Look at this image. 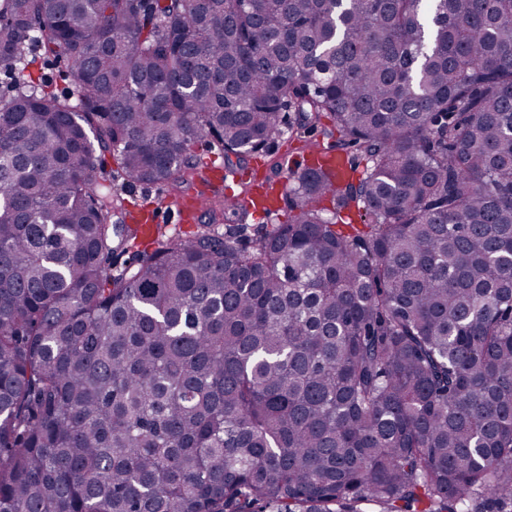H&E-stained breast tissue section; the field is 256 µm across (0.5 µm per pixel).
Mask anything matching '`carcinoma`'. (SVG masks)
Here are the masks:
<instances>
[{"label": "carcinoma", "instance_id": "1", "mask_svg": "<svg viewBox=\"0 0 512 512\" xmlns=\"http://www.w3.org/2000/svg\"><path fill=\"white\" fill-rule=\"evenodd\" d=\"M141 2L0 0V512H512V0ZM319 126L358 181L112 273L96 152L180 189ZM27 62L28 71L39 79L46 90L61 99L72 97L76 80L66 61L46 54L41 47H33L28 53ZM194 152L201 158L204 157V159H217V165H214L211 161H204L209 167L204 169L205 178L209 180H218L219 185L223 184V186H225L223 168L218 165L221 162L224 163V159L218 157L217 145L212 144L209 139L200 141L195 144Z\"/></svg>", "mask_w": 512, "mask_h": 512}]
</instances>
